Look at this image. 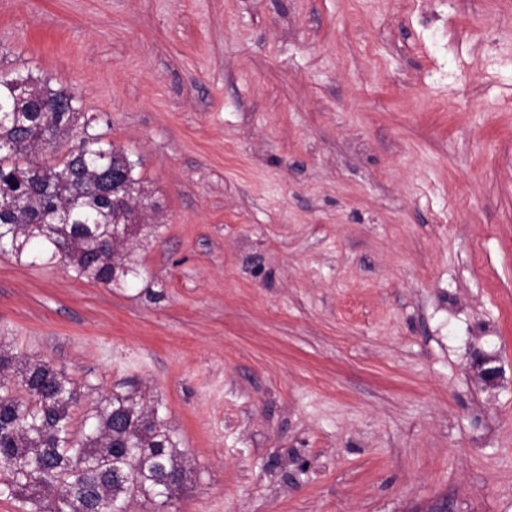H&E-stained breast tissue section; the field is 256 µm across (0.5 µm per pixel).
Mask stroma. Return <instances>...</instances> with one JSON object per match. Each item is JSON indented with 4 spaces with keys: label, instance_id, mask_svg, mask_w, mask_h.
Returning a JSON list of instances; mask_svg holds the SVG:
<instances>
[{
    "label": "stroma",
    "instance_id": "1",
    "mask_svg": "<svg viewBox=\"0 0 512 512\" xmlns=\"http://www.w3.org/2000/svg\"><path fill=\"white\" fill-rule=\"evenodd\" d=\"M0 71L155 204L128 286L0 253V346L157 408L167 512H512V0H0ZM496 362L497 360L495 358L482 352H476L474 354V366L478 371L480 380L485 384H494L500 379L502 369L500 366L495 365Z\"/></svg>",
    "mask_w": 512,
    "mask_h": 512
}]
</instances>
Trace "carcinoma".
<instances>
[{"instance_id":"carcinoma-1","label":"carcinoma","mask_w":512,"mask_h":512,"mask_svg":"<svg viewBox=\"0 0 512 512\" xmlns=\"http://www.w3.org/2000/svg\"><path fill=\"white\" fill-rule=\"evenodd\" d=\"M77 95L47 81L0 76V252L16 261L62 264L75 277L112 287L137 271L127 240L149 208L125 150L79 123ZM67 151H62L63 145ZM118 193H99L103 167ZM81 387L42 360L0 353V486L39 512H160L180 490L185 464L175 432L132 395L93 404L80 430L71 410Z\"/></svg>"}]
</instances>
